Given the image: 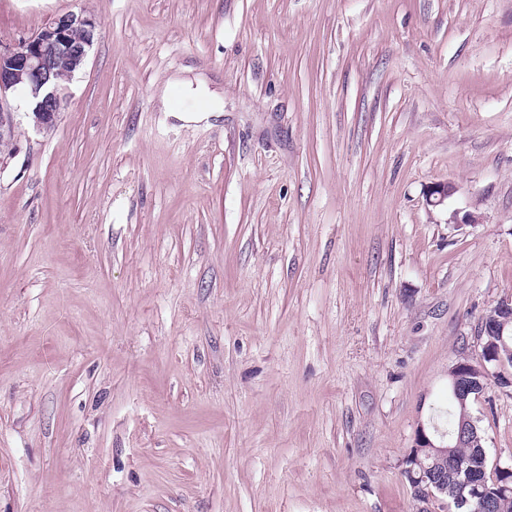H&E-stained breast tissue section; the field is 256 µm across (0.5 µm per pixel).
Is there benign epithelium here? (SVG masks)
<instances>
[{"mask_svg":"<svg viewBox=\"0 0 512 512\" xmlns=\"http://www.w3.org/2000/svg\"><path fill=\"white\" fill-rule=\"evenodd\" d=\"M102 23L91 16L72 12L60 14L17 47L0 46V141L13 137L16 122L14 109L9 104V93L25 85L30 90V110L34 113V126L49 130L55 126L62 104V86L58 74L63 67L75 71L84 65L89 47L93 44ZM80 32L82 38L73 39ZM458 192L455 183L439 182L431 186L427 203L440 206ZM512 327V296L503 298L481 321L479 341L481 352L478 360L463 357L449 371V392L452 399L466 406L467 399L479 396L485 390L490 376L499 377L502 385L512 386V378L502 373V368L512 364V346L505 339L507 327ZM435 443L420 426L415 434V444L402 461L403 472L411 484L415 499L421 503L420 512H434L431 505L448 497V485L435 465L449 460L445 435H438ZM428 450L435 457V464L426 468L419 455ZM462 483L467 494L453 497L458 512H465L471 500L477 502V512H503L502 505L512 501V466L496 468L493 479L495 489L487 487L485 470L468 468Z\"/></svg>","mask_w":512,"mask_h":512,"instance_id":"obj_1","label":"benign epithelium"}]
</instances>
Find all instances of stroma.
Listing matches in <instances>:
<instances>
[{"label": "stroma", "mask_w": 512, "mask_h": 512, "mask_svg": "<svg viewBox=\"0 0 512 512\" xmlns=\"http://www.w3.org/2000/svg\"><path fill=\"white\" fill-rule=\"evenodd\" d=\"M67 12L100 34L0 154V512H417L512 295V0H0V45ZM471 413L512 464V387ZM512 327V296L504 297L481 321L479 341L481 352L479 360L463 357L454 363L449 371V392L469 412V403L473 395L477 398L485 390V382L496 374L501 385L512 386V378L501 371L512 364V335L507 327ZM504 336H508V342ZM499 369L492 372L490 368ZM468 399V401H467Z\"/></svg>", "instance_id": "stroma-1"}]
</instances>
